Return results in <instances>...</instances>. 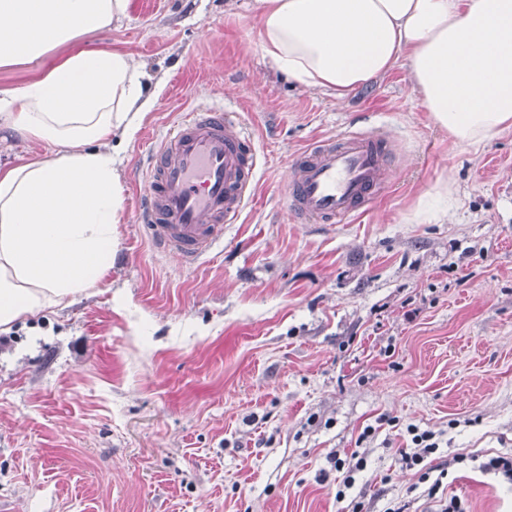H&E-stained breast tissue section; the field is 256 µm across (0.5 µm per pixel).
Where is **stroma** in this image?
<instances>
[{
	"instance_id": "1",
	"label": "stroma",
	"mask_w": 512,
	"mask_h": 512,
	"mask_svg": "<svg viewBox=\"0 0 512 512\" xmlns=\"http://www.w3.org/2000/svg\"><path fill=\"white\" fill-rule=\"evenodd\" d=\"M128 14L112 45L161 87L116 149L111 270L0 335V512H349L353 497L363 512H440L399 462L409 424L435 432L427 463L469 512H512V485L476 467L512 454V128L456 143L404 63L342 100L293 84L263 55L255 0ZM213 103L252 133L259 181L186 267L137 221L142 166L151 138ZM371 128L391 145L385 189L330 227L295 218L297 155ZM446 183L456 208L414 219ZM355 452L367 466L337 500L334 461Z\"/></svg>"
}]
</instances>
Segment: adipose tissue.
Listing matches in <instances>:
<instances>
[{"mask_svg": "<svg viewBox=\"0 0 512 512\" xmlns=\"http://www.w3.org/2000/svg\"><path fill=\"white\" fill-rule=\"evenodd\" d=\"M262 50L293 83L344 98L407 62L433 122L477 146L512 126V0H257ZM128 0H0V130L43 153L0 169V335L97 287L112 267L123 184L112 155L152 105L123 50L56 47L120 25Z\"/></svg>", "mask_w": 512, "mask_h": 512, "instance_id": "obj_1", "label": "adipose tissue"}]
</instances>
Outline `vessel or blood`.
Masks as SVG:
<instances>
[{
	"mask_svg": "<svg viewBox=\"0 0 512 512\" xmlns=\"http://www.w3.org/2000/svg\"><path fill=\"white\" fill-rule=\"evenodd\" d=\"M387 151L385 136L374 131L312 142L295 163L290 211L312 224L355 215L383 185ZM256 158L253 139L216 106L185 113L152 140L138 221L157 250L190 266L223 243L225 227L238 223L254 193Z\"/></svg>",
	"mask_w": 512,
	"mask_h": 512,
	"instance_id": "vessel-or-blood-1",
	"label": "vessel or blood"
}]
</instances>
